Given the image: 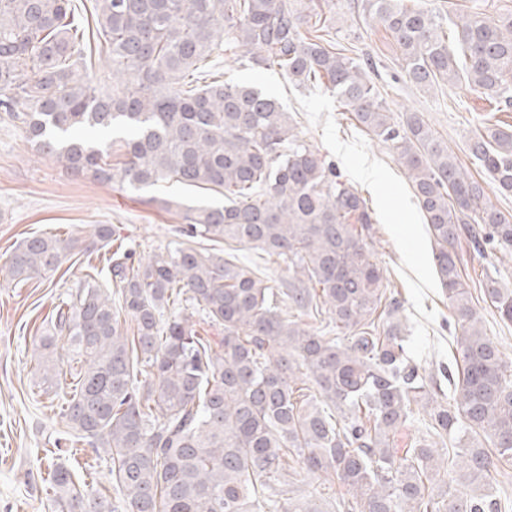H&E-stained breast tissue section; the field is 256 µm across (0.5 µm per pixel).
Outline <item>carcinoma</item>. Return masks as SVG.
<instances>
[{
	"instance_id": "1",
	"label": "carcinoma",
	"mask_w": 512,
	"mask_h": 512,
	"mask_svg": "<svg viewBox=\"0 0 512 512\" xmlns=\"http://www.w3.org/2000/svg\"><path fill=\"white\" fill-rule=\"evenodd\" d=\"M363 11L401 51L419 89L463 82L512 108V14L463 15L448 36L433 9L364 0ZM293 0H0V120L38 155L76 175L133 189L178 183L221 190L224 204L185 209L191 236L224 241L219 254L182 242L148 259L116 250L110 291L88 274L39 336L35 386L52 397L76 366L54 445L89 447L110 461L118 497L79 490L55 466V512H329L282 499L289 463L344 489L336 512H503L488 483L512 460V362L484 332L458 246L512 256V214L489 192H512V125L486 124L469 144L474 178L416 112L401 125L366 69L323 35L301 36ZM95 25L112 87L88 72ZM239 50L297 87L336 93L367 132L389 145L423 212L448 293L461 365L452 397L409 360L402 303L370 261L366 201L296 132L261 90L211 77L202 65ZM126 130L122 159L69 134ZM37 234L20 241L0 275L20 284L56 272L78 251L112 242ZM240 247L275 256L293 276L285 296L237 262ZM485 299L512 322V289ZM185 305L224 328L218 348ZM133 323L128 335L119 314ZM419 423L404 454L398 438ZM456 445L455 462L438 446Z\"/></svg>"
}]
</instances>
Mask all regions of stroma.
Masks as SVG:
<instances>
[{"label": "stroma", "mask_w": 512, "mask_h": 512, "mask_svg": "<svg viewBox=\"0 0 512 512\" xmlns=\"http://www.w3.org/2000/svg\"><path fill=\"white\" fill-rule=\"evenodd\" d=\"M443 18L458 14L512 13V0H422ZM310 34L325 23L337 48L366 64L389 105L394 122L406 111L420 113L436 135L474 175L481 169L468 143L486 121L512 125V111L500 112L490 95L463 84L442 83L424 92L402 69L400 51L384 29L363 13L361 0H311ZM211 71L226 80L254 86L274 96L296 121L301 138L330 161L344 181L366 200L372 213V260L383 286L397 292L407 327L406 353L432 375L457 376L455 328L448 297L435 276L423 214L404 168L393 151L368 135L342 111L334 93L322 86L297 87L283 72L248 60L220 56ZM161 195L178 203L164 211L153 203ZM221 194L177 184L134 192L119 182L99 184L68 173L41 158L16 127L0 121V264L25 237L51 233L88 235L108 224L116 245L143 256L174 248L186 240L181 205L220 203ZM460 267L481 311L486 334L512 357V322L503 321L483 290L488 280L512 288V258L458 248ZM107 250L75 254L48 277L27 284H0V512H54L49 482L53 441L64 429L62 398H48L33 384L35 342L56 306L91 269L104 268ZM77 488L111 494L105 460L87 451L63 456Z\"/></svg>", "instance_id": "35a3bbf8"}]
</instances>
